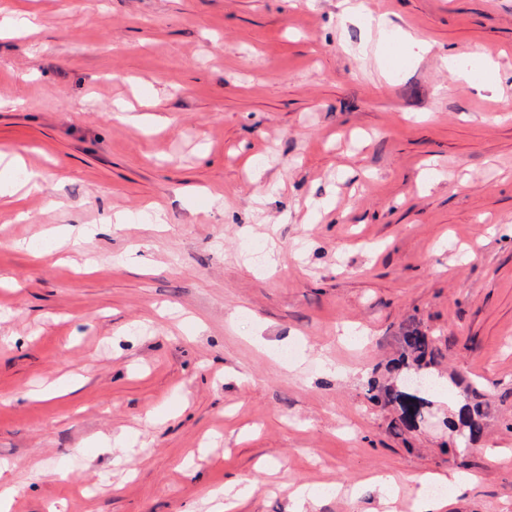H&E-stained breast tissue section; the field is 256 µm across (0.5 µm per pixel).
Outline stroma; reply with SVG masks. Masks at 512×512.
Wrapping results in <instances>:
<instances>
[{
  "label": "stroma",
  "instance_id": "35a3bbf8",
  "mask_svg": "<svg viewBox=\"0 0 512 512\" xmlns=\"http://www.w3.org/2000/svg\"><path fill=\"white\" fill-rule=\"evenodd\" d=\"M370 5L392 27L340 0H0L38 23L0 38V152L47 185L0 198L12 512H206L265 464L236 512H289L293 483L311 512H378L380 473L413 497L452 467L447 406L400 436L365 395L412 319L490 406L443 512H512V0ZM406 32L433 51L407 60ZM475 50L496 89L442 64ZM115 213L138 222L84 242L95 270L56 264L49 229ZM341 4L343 5V9L340 14V18L342 20H350L352 18L358 17L362 12H367L370 24L376 28L384 29L390 24V20L387 14L373 13L363 3V1L343 0Z\"/></svg>",
  "mask_w": 512,
  "mask_h": 512
}]
</instances>
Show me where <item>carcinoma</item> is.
I'll use <instances>...</instances> for the list:
<instances>
[{
	"mask_svg": "<svg viewBox=\"0 0 512 512\" xmlns=\"http://www.w3.org/2000/svg\"><path fill=\"white\" fill-rule=\"evenodd\" d=\"M400 344L402 352L389 365V371L395 373V376L382 383L376 380L370 381L367 394L373 401L393 405L398 409V418L391 424L393 429L409 430L412 427L414 414L430 404V400L423 396H413L405 391L402 380L410 370H419L429 376L432 375L431 369L435 367L437 361L431 337L427 336L414 321L405 326L400 336ZM460 396L462 402L457 419L450 418L445 421L448 428L457 433L456 448H454L456 456L464 454L471 444L483 437L488 414V404L478 389L470 385L463 386Z\"/></svg>",
	"mask_w": 512,
	"mask_h": 512,
	"instance_id": "carcinoma-1",
	"label": "carcinoma"
}]
</instances>
